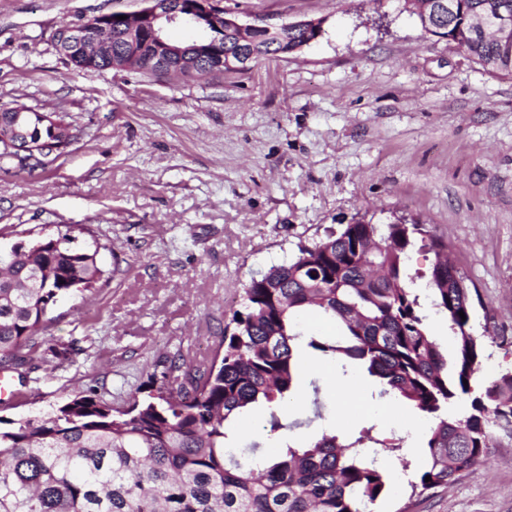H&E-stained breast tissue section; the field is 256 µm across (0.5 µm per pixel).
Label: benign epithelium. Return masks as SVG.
Wrapping results in <instances>:
<instances>
[{
  "label": "benign epithelium",
  "instance_id": "obj_1",
  "mask_svg": "<svg viewBox=\"0 0 512 512\" xmlns=\"http://www.w3.org/2000/svg\"><path fill=\"white\" fill-rule=\"evenodd\" d=\"M143 7L135 12L112 10L94 15L89 19L69 26L64 31L67 54L77 59L101 58L110 62L118 61L121 70L139 69L153 74H167L174 70L195 74L233 67L249 70L254 62L255 43L253 37L259 33H271L272 27L256 22H247L221 5V0H141ZM447 4L443 0H423L416 13L423 27L431 29L438 14ZM490 27L498 39L512 43V17L500 13L492 18ZM169 28H199L200 38L191 46L178 47L167 37ZM281 29H302L305 31L304 45L316 41L322 29L306 20L279 25ZM228 34L241 46L232 61L224 60L220 51L219 36ZM19 154L37 156L41 146L39 134L34 130L21 132Z\"/></svg>",
  "mask_w": 512,
  "mask_h": 512
}]
</instances>
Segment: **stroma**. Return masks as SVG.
<instances>
[{"label":"stroma","instance_id":"obj_1","mask_svg":"<svg viewBox=\"0 0 512 512\" xmlns=\"http://www.w3.org/2000/svg\"><path fill=\"white\" fill-rule=\"evenodd\" d=\"M247 21L319 20L312 46L247 73L171 82L74 67L66 24L141 0H0V107L67 113L75 140L43 166L0 162V244L73 226L97 250L94 289L67 298L11 375L0 415H43L95 394L123 410L172 360L222 351L252 276L360 218L423 224L407 268L425 289L442 244L474 289L480 379L512 368V79L426 33L404 0H222ZM67 349L63 358L52 349ZM341 371H302V400L231 419V444L268 454L325 429H371L392 491L372 512H512V441L447 489L411 495L423 415L347 378L359 406L337 415ZM323 405L313 416V399Z\"/></svg>","mask_w":512,"mask_h":512}]
</instances>
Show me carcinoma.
Instances as JSON below:
<instances>
[{"mask_svg":"<svg viewBox=\"0 0 512 512\" xmlns=\"http://www.w3.org/2000/svg\"><path fill=\"white\" fill-rule=\"evenodd\" d=\"M454 4L438 19L443 36L487 72L512 78V47L472 30L489 0ZM52 114L57 123L41 124L23 104L1 107L0 132L16 120L40 127L42 164L74 141L66 114ZM420 233L415 224H389L384 234L375 224H347L324 240L330 251L301 250L270 267L245 289L220 361L188 370L172 361L155 392L116 415L106 401L81 395L46 416H0V512H369L389 483L365 451L368 429L354 438L324 431L271 457L255 456V445L239 454L225 446L230 417L288 399L301 372L299 316L308 311L336 329L310 337L308 347L344 370L366 371L379 396L432 419L412 494L476 472L496 435L512 438V371L475 389L484 345L471 330V288L459 287L440 259L429 274L430 307L447 321L453 357L428 334L406 267ZM74 242L68 229L0 248L1 371L26 362L31 336L60 296L94 288L95 257ZM463 399L468 409L458 414Z\"/></svg>","mask_w":512,"mask_h":512,"instance_id":"obj_1","label":"carcinoma"}]
</instances>
